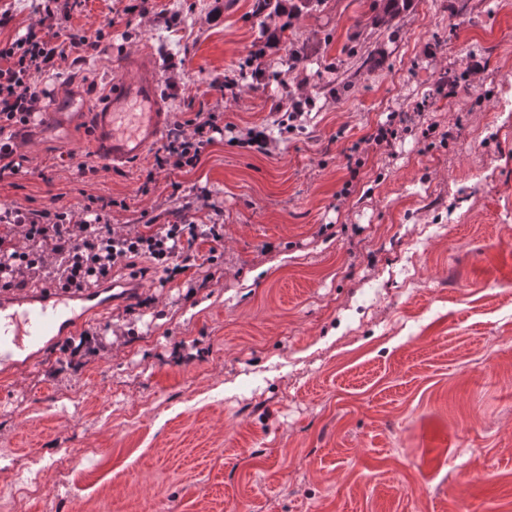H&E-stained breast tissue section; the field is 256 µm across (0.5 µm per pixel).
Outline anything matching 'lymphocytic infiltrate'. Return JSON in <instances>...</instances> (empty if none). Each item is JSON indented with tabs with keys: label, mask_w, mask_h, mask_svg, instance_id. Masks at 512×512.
<instances>
[{
	"label": "lymphocytic infiltrate",
	"mask_w": 512,
	"mask_h": 512,
	"mask_svg": "<svg viewBox=\"0 0 512 512\" xmlns=\"http://www.w3.org/2000/svg\"><path fill=\"white\" fill-rule=\"evenodd\" d=\"M90 44L87 35L27 31L0 42V132L25 125L47 107L50 96L40 86L50 76L64 50L82 61ZM213 112L196 113L189 123H176L166 143L154 155L157 168H195L206 146L223 133ZM0 231L12 247L0 250V287L23 288L42 277L51 282L107 277L112 268L135 256L151 259L155 268L174 278L183 273L178 262L201 238L221 242L220 224H162L141 232L112 227L105 206L84 205L81 211L57 209L36 213L20 203L0 206Z\"/></svg>",
	"instance_id": "lymphocytic-infiltrate-1"
}]
</instances>
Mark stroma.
<instances>
[{
  "label": "stroma",
  "mask_w": 512,
  "mask_h": 512,
  "mask_svg": "<svg viewBox=\"0 0 512 512\" xmlns=\"http://www.w3.org/2000/svg\"><path fill=\"white\" fill-rule=\"evenodd\" d=\"M133 2L48 18L0 0V41L104 32L43 82L95 105L153 49L172 120L216 112L269 151L221 135L188 172L112 166L84 122L16 148L0 205L110 200L111 225L224 239L168 282L144 256L118 266L81 368L73 334L0 371V494L40 461L27 512H512V0H410L385 25L374 0H281L271 19L254 0ZM383 124L389 150L368 142Z\"/></svg>",
  "instance_id": "35a3bbf8"
}]
</instances>
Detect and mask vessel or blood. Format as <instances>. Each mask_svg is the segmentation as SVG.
<instances>
[{
	"label": "vessel or blood",
	"mask_w": 512,
	"mask_h": 512,
	"mask_svg": "<svg viewBox=\"0 0 512 512\" xmlns=\"http://www.w3.org/2000/svg\"><path fill=\"white\" fill-rule=\"evenodd\" d=\"M92 122V141L105 163H131L142 158L162 137L170 119L159 97L156 65L144 52L125 55L118 66L109 97L89 108L75 96L54 98L39 122L44 131L70 128L83 119ZM102 284H84L66 290L50 289L36 296L31 307L0 298V365L21 367V355L47 341L81 328L88 312L105 310Z\"/></svg>",
	"instance_id": "b4317fda"
}]
</instances>
